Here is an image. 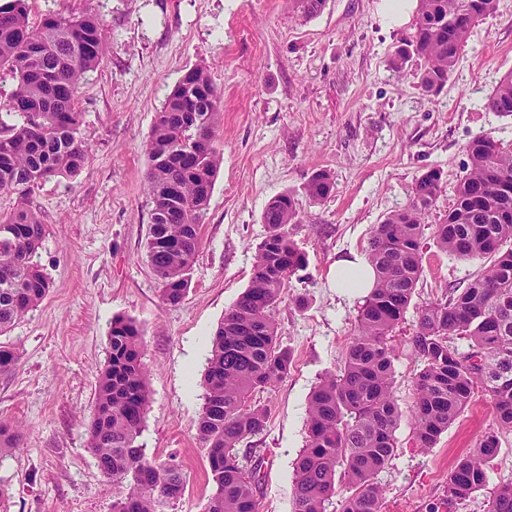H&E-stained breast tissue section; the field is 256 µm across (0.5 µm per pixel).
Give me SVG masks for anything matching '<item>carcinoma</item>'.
<instances>
[{
	"mask_svg": "<svg viewBox=\"0 0 512 512\" xmlns=\"http://www.w3.org/2000/svg\"><path fill=\"white\" fill-rule=\"evenodd\" d=\"M326 0H292L302 17L321 13ZM494 0H419L414 33L389 60L400 73L410 57L423 61L422 89L436 95L456 71L476 25ZM107 51L104 21L95 13L47 16L30 22L29 0H0V69L16 81L0 111V191L15 196L0 215V335L6 334L50 290L35 257L45 225L30 205L33 187L72 176L85 165L78 94L85 75ZM486 108L512 117V70L489 95ZM221 94L208 70L189 69L156 112L146 153L151 222L146 256L161 283L163 303L176 306L200 247V227L220 166L215 129ZM467 162L448 213L432 225L437 246L482 264L463 288L420 306L412 337L421 367L414 378L413 432L430 449L465 410L477 387L494 401L496 427L448 473L444 496L429 512L456 509L488 481L500 451L499 434L512 432V143L489 134L464 145ZM443 173L432 167L411 185L408 203L373 229L365 257L376 283L356 317L343 365L327 373L308 398L305 445L293 463V512H381L376 481L394 456L400 412L392 392L395 349L423 273L421 240L440 195ZM331 174L313 173L306 196L320 202ZM294 196L273 197L262 213L249 285L225 312L211 339L203 377V405L194 423L212 479L206 512H259L263 466L245 447L269 415L256 395L288 375L291 352L279 341L274 311L290 279L305 266L288 225L297 222ZM468 342L461 350L457 341ZM149 403L141 332L117 318L108 332V358L99 374L87 446L112 486V512H164L186 488L183 466L153 463L139 437ZM20 426L0 423V457L16 447ZM491 512H512V483L493 491Z\"/></svg>",
	"mask_w": 512,
	"mask_h": 512,
	"instance_id": "cac0c4a2",
	"label": "carcinoma"
}]
</instances>
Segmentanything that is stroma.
<instances>
[{
    "label": "stroma",
    "mask_w": 512,
    "mask_h": 512,
    "mask_svg": "<svg viewBox=\"0 0 512 512\" xmlns=\"http://www.w3.org/2000/svg\"><path fill=\"white\" fill-rule=\"evenodd\" d=\"M380 2L326 0L317 17L306 19L290 0H31L34 23L96 11L105 22L107 54L78 94L89 146L84 168L38 183L30 196L46 226L38 262L50 291L0 336L19 357L15 370L0 373V423L22 426L19 445L0 458V483L11 489L0 512H111L112 492L87 448L86 425L107 361V332L118 317L143 331L150 402L139 441L149 461L176 458L187 476L185 494L169 512H205L210 471L193 425L210 340L249 284L266 235L265 206L285 191L297 201L290 231L306 268L292 277L275 310L278 337L293 362L283 380L261 393L270 417L250 445L264 458L260 512H292L308 396L342 366L355 334L359 302L337 294L331 265L365 252L373 228L407 204L415 178L431 167L445 181L428 217L437 223L453 202L468 140L489 134L512 142V117L484 108L512 70V0H496L436 95L418 86L419 60L400 73L389 68L414 23L388 25ZM197 64L222 95V161L188 293L173 307L162 302L146 257V144L168 93ZM319 170L331 173L334 188L314 204L304 185ZM423 244L424 273L393 337V391L402 417L395 454L377 477L383 512H427L441 499L456 458L495 425L493 400L479 391L434 448L416 444V309L465 286L480 266L440 251L432 235ZM500 440L488 489L462 512H489L491 488L512 482V432Z\"/></svg>",
    "instance_id": "stroma-1"
}]
</instances>
